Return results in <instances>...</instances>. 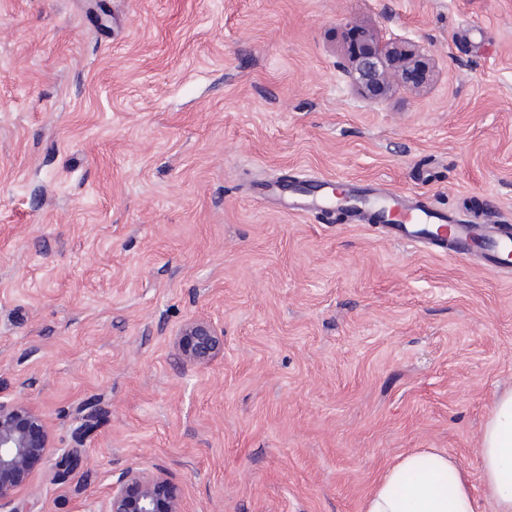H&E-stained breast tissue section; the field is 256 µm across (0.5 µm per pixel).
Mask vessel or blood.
Segmentation results:
<instances>
[{
    "label": "vessel or blood",
    "mask_w": 512,
    "mask_h": 512,
    "mask_svg": "<svg viewBox=\"0 0 512 512\" xmlns=\"http://www.w3.org/2000/svg\"><path fill=\"white\" fill-rule=\"evenodd\" d=\"M332 195L320 177H307L289 194L288 210L326 213L346 207L353 221L380 230L391 241L467 259L495 272L512 273V226L475 224L428 205L424 200L373 182L347 180Z\"/></svg>",
    "instance_id": "b4317fda"
}]
</instances>
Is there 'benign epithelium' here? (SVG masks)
Here are the masks:
<instances>
[{
    "instance_id": "benign-epithelium-1",
    "label": "benign epithelium",
    "mask_w": 512,
    "mask_h": 512,
    "mask_svg": "<svg viewBox=\"0 0 512 512\" xmlns=\"http://www.w3.org/2000/svg\"><path fill=\"white\" fill-rule=\"evenodd\" d=\"M354 84L372 97L383 96L394 85L414 90L431 77L424 54L414 45L377 37L368 49L348 62ZM186 364L206 365L224 351V339L214 320L186 321L174 342ZM56 452L46 416L22 399L0 400V512H28L19 503L28 490L33 465ZM81 450L69 448L56 461L54 478L66 479L78 466ZM105 512H184L176 488L160 471L129 469L112 480Z\"/></svg>"
}]
</instances>
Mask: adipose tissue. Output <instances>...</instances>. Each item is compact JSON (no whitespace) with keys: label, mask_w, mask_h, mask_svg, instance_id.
Returning <instances> with one entry per match:
<instances>
[{"label":"adipose tissue","mask_w":512,"mask_h":512,"mask_svg":"<svg viewBox=\"0 0 512 512\" xmlns=\"http://www.w3.org/2000/svg\"><path fill=\"white\" fill-rule=\"evenodd\" d=\"M484 495L494 512H512V389L498 395L480 437ZM362 512H478L457 461L443 449L398 456L362 504Z\"/></svg>","instance_id":"1"}]
</instances>
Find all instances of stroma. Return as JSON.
Returning <instances> with one entry per match:
<instances>
[{
	"instance_id": "35a3bbf8",
	"label": "stroma",
	"mask_w": 512,
	"mask_h": 512,
	"mask_svg": "<svg viewBox=\"0 0 512 512\" xmlns=\"http://www.w3.org/2000/svg\"><path fill=\"white\" fill-rule=\"evenodd\" d=\"M367 33L432 81L363 97ZM309 174L512 224V0H0V397L83 451L35 466L38 512L132 468L185 512H361L416 448L480 492L512 278L255 190ZM199 315L204 366L174 351ZM174 348L184 363L206 365L223 353L224 339L214 320L195 317L183 324Z\"/></svg>"
}]
</instances>
